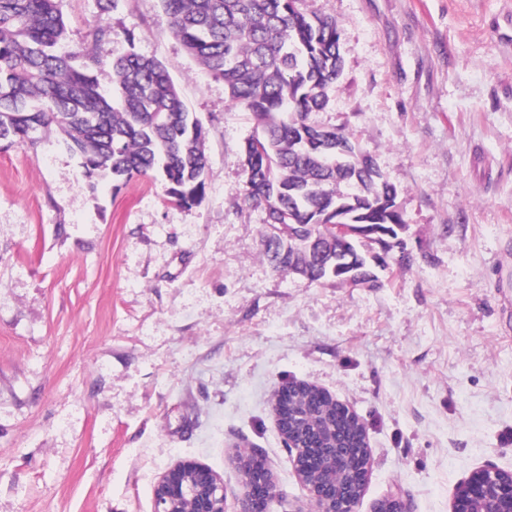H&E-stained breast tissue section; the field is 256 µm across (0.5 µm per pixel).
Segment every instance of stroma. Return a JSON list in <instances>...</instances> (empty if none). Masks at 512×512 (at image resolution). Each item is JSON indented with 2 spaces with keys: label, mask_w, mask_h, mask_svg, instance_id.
I'll return each mask as SVG.
<instances>
[{
  "label": "stroma",
  "mask_w": 512,
  "mask_h": 512,
  "mask_svg": "<svg viewBox=\"0 0 512 512\" xmlns=\"http://www.w3.org/2000/svg\"><path fill=\"white\" fill-rule=\"evenodd\" d=\"M68 43L164 63L205 130L202 200L136 177L88 190L56 129L0 150V512H153L194 461L228 491L251 449L306 492L272 401L293 381L349 405L367 432L358 512L399 492L451 512L480 468L512 472V0H302L332 18L343 72L314 123L344 129L398 188L410 257L375 288L273 272L263 207H246L254 130L171 33L160 0H59Z\"/></svg>",
  "instance_id": "obj_1"
}]
</instances>
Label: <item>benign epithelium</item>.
<instances>
[{
  "instance_id": "benign-epithelium-1",
  "label": "benign epithelium",
  "mask_w": 512,
  "mask_h": 512,
  "mask_svg": "<svg viewBox=\"0 0 512 512\" xmlns=\"http://www.w3.org/2000/svg\"><path fill=\"white\" fill-rule=\"evenodd\" d=\"M311 389L324 394L319 386L295 381L275 395L273 411L295 473L307 492L310 508L305 512H357L370 467L366 428L348 406L347 414L356 421L362 434L357 448L336 442V434L314 424L306 427L316 433L322 445L315 447L303 435L283 425L282 395ZM241 473L240 488L227 502L222 479L212 470L193 461L182 462L166 471L153 491L154 512H270L278 497L275 477L263 458L254 451L240 450L234 456ZM372 512H409L397 493L381 499ZM452 512H512V473L494 468L473 472L454 498Z\"/></svg>"
}]
</instances>
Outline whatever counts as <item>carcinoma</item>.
<instances>
[{
	"label": "carcinoma",
	"mask_w": 512,
	"mask_h": 512,
	"mask_svg": "<svg viewBox=\"0 0 512 512\" xmlns=\"http://www.w3.org/2000/svg\"><path fill=\"white\" fill-rule=\"evenodd\" d=\"M300 0H161L172 34L229 99L251 112L256 145L244 164L243 203L263 206L264 256L288 273L285 247L272 224H304L305 234L344 215L355 231L375 224L398 239L406 226L397 188L350 133L322 127L310 116L324 108L343 70L341 35L329 17L308 15ZM112 36L98 26L93 44L65 47L57 0H0V146H37L36 133L56 126L63 145L81 159L89 189L95 178L160 179L163 198L190 207L205 192L208 157L202 124L190 115L165 66L129 52L112 63V87H101L95 43ZM313 253L312 282L342 280L363 254L348 251L337 270ZM330 423L350 438L355 424L332 407Z\"/></svg>",
	"instance_id": "cac0c4a2"
}]
</instances>
